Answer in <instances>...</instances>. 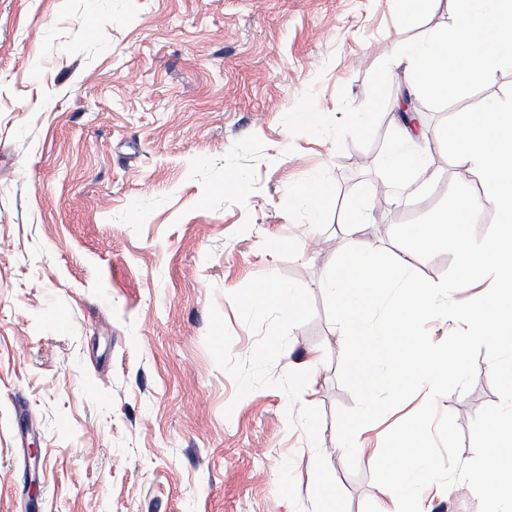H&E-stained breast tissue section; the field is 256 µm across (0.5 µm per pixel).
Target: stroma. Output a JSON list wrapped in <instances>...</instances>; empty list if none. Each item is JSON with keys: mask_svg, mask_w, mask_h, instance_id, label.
<instances>
[{"mask_svg": "<svg viewBox=\"0 0 512 512\" xmlns=\"http://www.w3.org/2000/svg\"><path fill=\"white\" fill-rule=\"evenodd\" d=\"M452 20L451 0L415 21L395 0H0V512H312L319 452L349 512H376L372 463L350 471L338 447L337 410L354 400L322 280L357 240L404 255L392 227L471 169L446 159L443 115L422 104L407 150L423 165L391 182L395 104L419 95L397 61L373 147L340 152L283 118L310 87L341 117L339 90L363 104L384 58ZM316 187L314 217L301 199ZM356 195L368 219L351 236ZM312 237L320 249L303 248ZM267 273L313 299L272 374L312 371L301 401L322 415L315 446L289 427L283 391L237 398L205 345L214 306L249 360L256 336L230 294ZM427 398L362 427L368 453ZM498 401L479 353L473 387L437 402L461 460Z\"/></svg>", "mask_w": 512, "mask_h": 512, "instance_id": "stroma-1", "label": "stroma"}]
</instances>
